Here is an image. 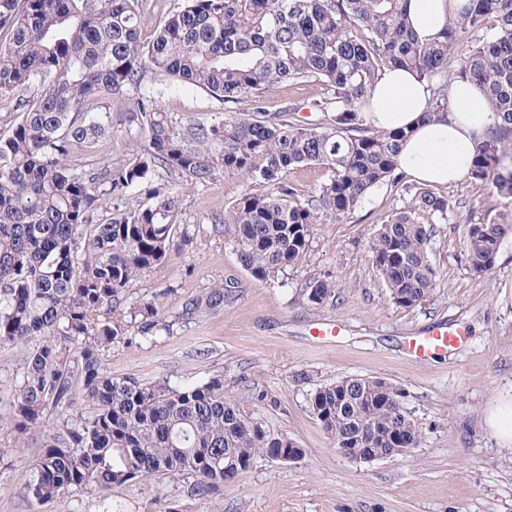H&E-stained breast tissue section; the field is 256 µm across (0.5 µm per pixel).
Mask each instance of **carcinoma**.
<instances>
[{
    "instance_id": "cac0c4a2",
    "label": "carcinoma",
    "mask_w": 512,
    "mask_h": 512,
    "mask_svg": "<svg viewBox=\"0 0 512 512\" xmlns=\"http://www.w3.org/2000/svg\"><path fill=\"white\" fill-rule=\"evenodd\" d=\"M407 3L184 0L144 41L147 0H0V100L14 110L0 134V346L24 358L10 422L21 435L42 433L26 481L37 512L89 493L100 512H121L114 491L150 475L183 479L181 496L207 502L257 456L297 447L226 398L220 375L147 384L104 368L105 349L154 343L173 323L224 307L234 289L221 281L186 298L171 321L153 300L117 312L132 282L187 242L183 185L246 181L224 223L238 261L266 283L307 251L312 225L354 213L381 185L403 189L411 206L378 225L368 257L395 305H417L441 277L430 225L448 221L454 203L406 181L399 153L411 132L367 117L374 85L400 67L430 91L425 120L449 114L453 85L483 90L494 124L478 136L466 178L512 199V0H468L433 42L418 40ZM286 80L323 86L312 107L326 123L286 116L298 107L267 110L265 94ZM159 81L204 89L222 108L208 123L178 121L160 105ZM115 138L132 151L118 163ZM308 165L328 176L303 196L283 173ZM143 189L147 202L129 208ZM100 209L110 217L94 224ZM510 231L494 219L467 225L474 274L495 269ZM336 289L314 279L304 296L322 305ZM403 399L393 385L342 377L306 403L336 447L364 455L420 445ZM79 400L89 414L69 413Z\"/></svg>"
}]
</instances>
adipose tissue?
Listing matches in <instances>:
<instances>
[{"label": "adipose tissue", "instance_id": "adipose-tissue-1", "mask_svg": "<svg viewBox=\"0 0 512 512\" xmlns=\"http://www.w3.org/2000/svg\"><path fill=\"white\" fill-rule=\"evenodd\" d=\"M465 0H409L408 13L417 38L434 39L450 15ZM369 119L376 128L411 130L400 151L403 170L415 181L448 186L464 180L475 153L478 135L493 123L481 92L468 84L456 85L450 98L451 112L441 121H424L422 113L429 92L410 72L390 69L371 92Z\"/></svg>", "mask_w": 512, "mask_h": 512}]
</instances>
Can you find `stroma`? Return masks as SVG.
I'll list each match as a JSON object with an SVG mask.
<instances>
[{"label":"stroma","instance_id":"obj_1","mask_svg":"<svg viewBox=\"0 0 512 512\" xmlns=\"http://www.w3.org/2000/svg\"><path fill=\"white\" fill-rule=\"evenodd\" d=\"M160 91L163 110L177 118L205 122L220 107L198 87L166 83ZM321 93L319 83L286 81L268 92L265 106L278 112L295 105L298 119L316 123L322 115L309 106ZM244 187L228 174L187 186L179 220L191 243L128 290L132 302L160 294L168 317L183 298L222 280L235 283L232 299L156 343L112 347L102 362L113 377L143 383L169 377L196 385L223 376L227 398L272 433L294 439L306 455L295 462L257 457L220 496L182 500V512H512V446L485 422L486 410L512 395V234L491 273L473 275L462 256L466 225L512 220V200L471 180L439 187L455 202L430 242L442 278L421 304L403 308L390 302L367 247L378 224L410 205V194L384 184L342 221L313 225L307 253L270 284L244 270L233 229L221 223L224 206ZM315 278L337 282L333 303L307 304L302 290ZM324 321L340 322V336L317 339L313 329ZM436 321L463 334L460 348L422 362L407 357L404 341ZM22 372L21 353L0 347V512H36L25 479L40 435L17 437L5 421ZM346 376L380 377L400 388L422 427L420 446L367 464L341 454L309 413L306 395ZM261 393L266 401H258ZM164 491L176 494V483L158 477L131 483L118 493L121 510L158 512Z\"/></svg>","mask_w":512,"mask_h":512}]
</instances>
